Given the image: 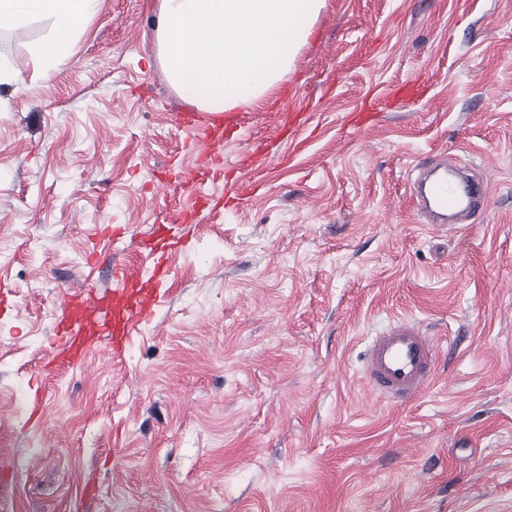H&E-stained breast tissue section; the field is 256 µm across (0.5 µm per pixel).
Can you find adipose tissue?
I'll return each instance as SVG.
<instances>
[{"label": "adipose tissue", "instance_id": "adipose-tissue-1", "mask_svg": "<svg viewBox=\"0 0 512 512\" xmlns=\"http://www.w3.org/2000/svg\"><path fill=\"white\" fill-rule=\"evenodd\" d=\"M101 0H0V22L22 24L35 18L49 19L50 36L35 48L44 71H51L68 57L82 22L99 11Z\"/></svg>", "mask_w": 512, "mask_h": 512}]
</instances>
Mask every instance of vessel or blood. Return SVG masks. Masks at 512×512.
<instances>
[{
    "label": "vessel or blood",
    "mask_w": 512,
    "mask_h": 512,
    "mask_svg": "<svg viewBox=\"0 0 512 512\" xmlns=\"http://www.w3.org/2000/svg\"><path fill=\"white\" fill-rule=\"evenodd\" d=\"M220 119L201 125L185 122L190 132L191 152L195 167L186 180L198 196H206L203 175L222 149L213 132ZM454 159L440 157L430 168L420 171L412 184V198L419 212L432 223L444 224L449 213L468 216L487 198L486 188L479 180L461 182L450 178L456 170ZM141 245L152 257L149 271L123 265L113 272L114 286L100 289L90 283L65 294L59 304L52 348L57 360L74 364L82 362L96 343L122 352L133 330L151 321L160 303L149 284L162 272L165 240L146 237ZM440 357L437 339L422 330L419 324L399 322L378 336L368 337L362 365L363 379L379 398L402 405L421 394L433 381Z\"/></svg>",
    "instance_id": "1"
}]
</instances>
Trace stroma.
Here are the masks:
<instances>
[{"label":"stroma","instance_id":"35a3bbf8","mask_svg":"<svg viewBox=\"0 0 512 512\" xmlns=\"http://www.w3.org/2000/svg\"><path fill=\"white\" fill-rule=\"evenodd\" d=\"M159 5L103 0L47 75L49 20L0 29V512H512V0H323L279 86L225 113L151 322L59 365L62 295L148 267L139 238L192 201L177 117L208 115L158 60ZM410 81L424 97L347 126ZM290 106L312 118L296 143ZM444 154L489 179L451 232L410 190ZM396 320L453 350L401 406L359 361Z\"/></svg>","mask_w":512,"mask_h":512}]
</instances>
